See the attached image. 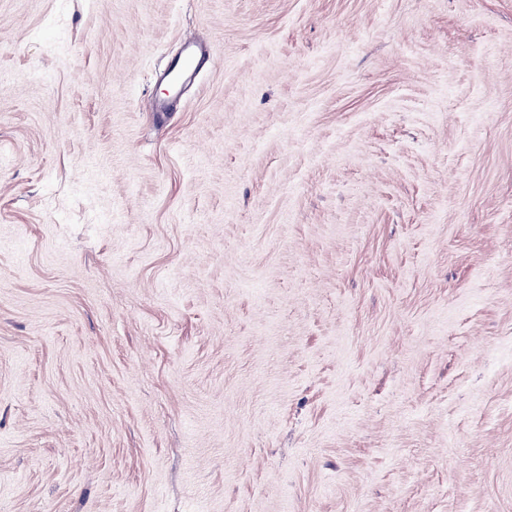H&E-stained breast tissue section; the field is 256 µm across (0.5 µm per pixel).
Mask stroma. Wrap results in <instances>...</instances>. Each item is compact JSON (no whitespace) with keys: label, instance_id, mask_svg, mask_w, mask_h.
Masks as SVG:
<instances>
[{"label":"stroma","instance_id":"stroma-1","mask_svg":"<svg viewBox=\"0 0 512 512\" xmlns=\"http://www.w3.org/2000/svg\"><path fill=\"white\" fill-rule=\"evenodd\" d=\"M0 512H512V0H0ZM213 59L210 46H188L165 67L162 80L167 83L170 96L166 100L153 101L155 112H166L170 100L180 96L184 86Z\"/></svg>","mask_w":512,"mask_h":512}]
</instances>
